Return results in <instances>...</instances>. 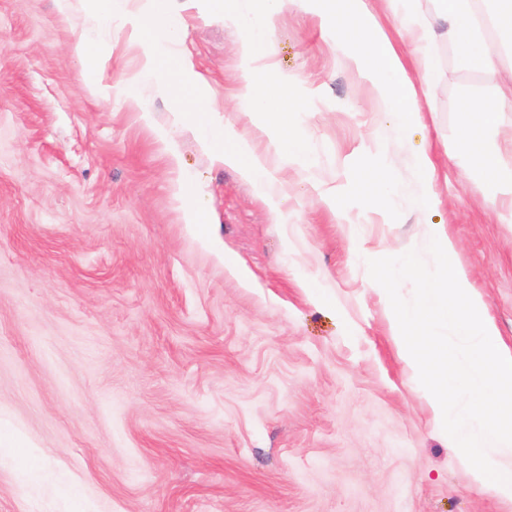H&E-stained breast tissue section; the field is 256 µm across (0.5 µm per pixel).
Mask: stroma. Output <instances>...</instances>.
<instances>
[{"instance_id":"obj_1","label":"stroma","mask_w":512,"mask_h":512,"mask_svg":"<svg viewBox=\"0 0 512 512\" xmlns=\"http://www.w3.org/2000/svg\"><path fill=\"white\" fill-rule=\"evenodd\" d=\"M170 3L186 30L162 74L197 73L207 110L274 154L242 84L245 31L215 0ZM148 38L82 0H0V512H512L433 420L366 265L444 229L512 347V203L490 206L486 173L458 165L459 106L492 76L438 31L426 124L398 132L335 31L286 0L267 76L293 81L314 165L279 164L276 210L174 121L193 89L142 85L147 119L125 98ZM375 174L399 184L388 207L352 189ZM414 166L418 176L419 190L416 203L419 206H428L436 200V176L433 162L426 152H421L414 159Z\"/></svg>"}]
</instances>
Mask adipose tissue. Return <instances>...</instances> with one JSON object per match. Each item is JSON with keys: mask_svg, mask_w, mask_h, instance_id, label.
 <instances>
[{"mask_svg": "<svg viewBox=\"0 0 512 512\" xmlns=\"http://www.w3.org/2000/svg\"><path fill=\"white\" fill-rule=\"evenodd\" d=\"M152 12L142 19L140 25L149 34L148 51L141 70V79L150 82L158 79V62L161 56L174 55L183 34L181 18L167 8L166 0H153ZM261 12L254 15H239L235 12L233 0H228L223 10L236 14L237 20L249 32L245 53L252 58L262 57L266 45L267 20L282 6L283 0H263ZM306 10L315 14L334 11L336 27L343 36L338 44L355 63L362 76L378 90L384 102L397 115L399 128L420 126L424 123V112L417 89L407 76V65H420L418 45L427 42L429 29H409L408 34L414 45L409 56H402L379 27L366 0H345L337 5L336 0H302ZM444 7L440 20L447 34L454 41L464 63L483 67L497 79V96L478 105L479 119L464 124L458 136L469 146L465 157L468 167L493 172V195L512 197V175L495 174V160L488 149L482 148L480 139L483 132L491 130L497 116L512 112V70L501 72L498 58L493 55L489 44L497 42L500 49L512 50V0H443ZM250 91L248 103L253 110L269 114L276 128L282 129L283 136L276 143L281 159L303 162L307 159V146L296 135L287 133L286 128L296 114L284 109V92L289 91L290 82L272 84L265 81L262 73L248 69L244 75ZM191 129L203 148L214 152L220 162L236 168L258 189L261 197L280 205L287 200L288 191L270 165L266 156L256 153L250 144L236 136L224 135L216 127L211 114H203ZM231 143V150H224V143Z\"/></svg>", "mask_w": 512, "mask_h": 512, "instance_id": "adipose-tissue-1", "label": "adipose tissue"}]
</instances>
